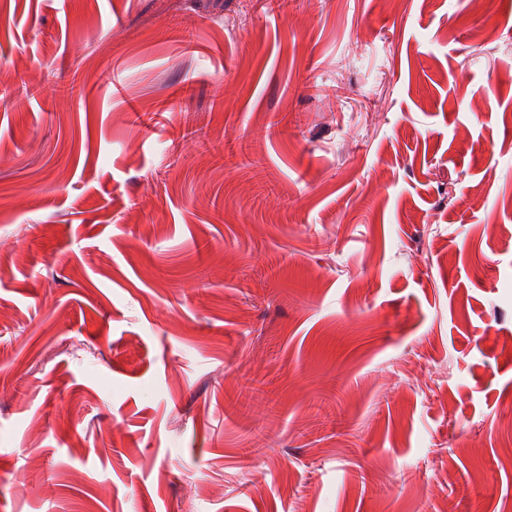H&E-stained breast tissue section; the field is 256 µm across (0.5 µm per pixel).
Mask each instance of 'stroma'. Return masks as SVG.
<instances>
[{
  "instance_id": "1",
  "label": "stroma",
  "mask_w": 512,
  "mask_h": 512,
  "mask_svg": "<svg viewBox=\"0 0 512 512\" xmlns=\"http://www.w3.org/2000/svg\"><path fill=\"white\" fill-rule=\"evenodd\" d=\"M0 512H512V0H0Z\"/></svg>"
}]
</instances>
